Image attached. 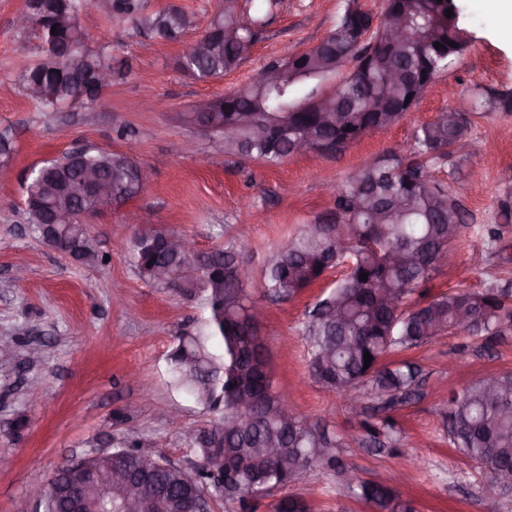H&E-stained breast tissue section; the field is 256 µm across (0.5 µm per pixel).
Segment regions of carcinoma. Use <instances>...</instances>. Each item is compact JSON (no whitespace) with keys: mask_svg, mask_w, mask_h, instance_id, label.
Returning <instances> with one entry per match:
<instances>
[{"mask_svg":"<svg viewBox=\"0 0 512 512\" xmlns=\"http://www.w3.org/2000/svg\"><path fill=\"white\" fill-rule=\"evenodd\" d=\"M55 12L31 21L50 33L55 13L61 12L73 24L55 31L62 42L56 60L39 61L21 75L28 98L44 109L77 101L81 90L88 99L99 91L88 84L92 68L103 64L101 53L86 45L89 36L78 23L82 12L95 0H51ZM361 10L349 0L336 27L326 36L327 46L313 53L308 73L283 71L282 81H267L264 67L246 88L224 94L221 115L254 109L257 120L238 129V142L224 148V155L241 162L279 164L296 155L292 136L274 126L284 120L293 128L314 135L317 153L333 156L362 136L389 127L405 114V100L418 86L423 91L447 64L439 57L445 50L460 55L467 47L464 29L445 16L446 5L437 0H382L380 22L369 38L356 43L345 30L347 15ZM111 11L134 17L151 34L178 40L194 25L193 16L181 9H167L141 15L140 0H112ZM399 15L408 36L394 44L388 22ZM233 29V40L209 38L210 47L187 58L194 77L204 80L222 77L246 60L258 40V27L245 19L239 0H223L209 28ZM454 42L451 47L448 42ZM441 44L435 48L434 44ZM353 68L342 73L346 62ZM335 83L334 111L319 116L298 112L306 99L321 92L324 81ZM42 93H29L32 85ZM377 103L380 112L369 108ZM467 121L456 111L445 109L419 126L413 135L409 155L392 151L379 164L362 168L350 184L336 188L331 211L335 222L317 214L284 244L270 251L261 268V288L273 300H290L313 285L329 270L350 262L345 275L314 306L304 322L309 369L321 388L346 394L368 382L383 410L404 403L417 381L418 368L401 362L394 366L385 356L395 349H409L428 343L445 332L468 336L512 334V289L493 284L482 291L458 289L426 303L405 306V299L425 285L448 261V247L458 239L466 216L454 208L456 196L430 178L425 163L447 157L466 137ZM91 164L112 181L117 200L126 203L139 196L131 182L133 160L123 152L102 156L88 151L84 162L68 155L53 161L47 172L37 170L26 187L34 202H51L63 214L50 235L58 251L74 260L94 266L102 260L96 240L86 224L73 222L78 211L94 212L90 197L69 198L61 194L63 184L77 180L83 164ZM167 231L152 224L137 229L130 244V261L139 276L151 284L173 288L192 297L204 312L193 332L176 337L166 356L170 385L192 397L211 415L198 433L213 425L224 427L216 435L224 444V463L237 467L254 448L275 445L283 449L275 461L246 466L220 484L202 469L188 480L179 471L162 466L148 474L139 472L147 454L126 440H112V452L124 459L128 474L142 480L163 495L162 502L146 496L129 501L112 492V499L94 494L92 512H181L185 497H217L226 503L261 499L283 489L312 463L321 462L344 473L336 457L328 452L336 440L317 423L293 413L288 397L274 387L269 351L265 339L256 335L246 321L253 301L243 272L238 270L248 249L245 236L225 249L204 252L199 259L167 251L158 241ZM367 273V280L360 279ZM372 356L364 367V353ZM244 392L259 394L250 411L239 407ZM443 426L448 441L475 460L485 481L512 490V373H493L476 379L448 397ZM367 436L377 439L394 429L391 417L373 423L364 421ZM349 489L372 512H415L410 500L390 485L357 478ZM273 512H312L310 504L297 494H285L272 504Z\"/></svg>","mask_w":512,"mask_h":512,"instance_id":"1","label":"carcinoma"}]
</instances>
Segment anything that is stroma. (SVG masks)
Listing matches in <instances>:
<instances>
[{
  "mask_svg": "<svg viewBox=\"0 0 512 512\" xmlns=\"http://www.w3.org/2000/svg\"><path fill=\"white\" fill-rule=\"evenodd\" d=\"M143 2L149 13L169 7L191 13L194 25L179 40L166 41L124 17H82L90 48L103 49L112 67V84L95 101L46 112L19 83L22 71L41 55L36 31L14 26L24 0H0V135L12 146L10 161L0 167V336L14 342L10 355H0V454L10 459L0 467V512H36L32 487L44 484L64 459L115 437L135 440L142 450L190 471L198 464L184 433L201 427L207 416L170 389L165 356L202 311L137 274L127 253L131 210L141 223L189 235L204 252L227 247L239 229L248 230L252 251L243 269L252 297L265 309L262 334L275 386L287 393L295 412L338 441L340 466L388 485L406 478L404 491L416 512H512V495L483 500L477 464L441 430L449 389L489 372L512 371V335L488 340L449 333L390 352L388 361L420 368L421 388L411 402L392 410L394 434L368 447L355 441L362 409H348L347 397L315 383L300 335L308 310L343 268L289 301L270 300L259 286L268 251L332 207L327 185L349 182L367 158L405 150L416 128L445 108L464 115L469 138L483 141L494 159L462 147L429 163L431 178L465 208L467 226L454 266H441L408 302L512 282V225L494 244L483 234L486 225L500 223L504 208L512 209V112L485 114L475 107L512 93V27L487 11L484 0H454L471 44L428 86L413 111L337 156L310 152L271 166L225 156L217 138L191 128L182 115L250 85L270 60L319 42L334 29L347 0H278L273 7L268 0H250V14L260 21L257 43L237 69L208 81L180 70L177 60L206 29L217 0ZM131 140L137 162L151 171V186L127 208L91 224L104 261L88 267L47 247L25 220L28 172L77 148L121 152ZM36 344L43 347L41 358L27 360ZM175 412L181 417L177 425L169 421ZM335 468L312 465L296 493L315 512H370L341 485Z\"/></svg>",
  "mask_w": 512,
  "mask_h": 512,
  "instance_id": "1",
  "label": "stroma"
}]
</instances>
